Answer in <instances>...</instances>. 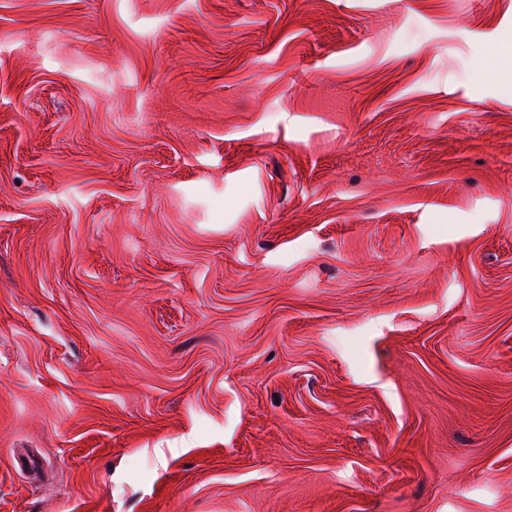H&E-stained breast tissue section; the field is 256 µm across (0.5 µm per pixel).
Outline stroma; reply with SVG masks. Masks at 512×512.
Instances as JSON below:
<instances>
[{
  "label": "stroma",
  "instance_id": "35a3bbf8",
  "mask_svg": "<svg viewBox=\"0 0 512 512\" xmlns=\"http://www.w3.org/2000/svg\"><path fill=\"white\" fill-rule=\"evenodd\" d=\"M0 512H512V0H0Z\"/></svg>",
  "mask_w": 512,
  "mask_h": 512
}]
</instances>
